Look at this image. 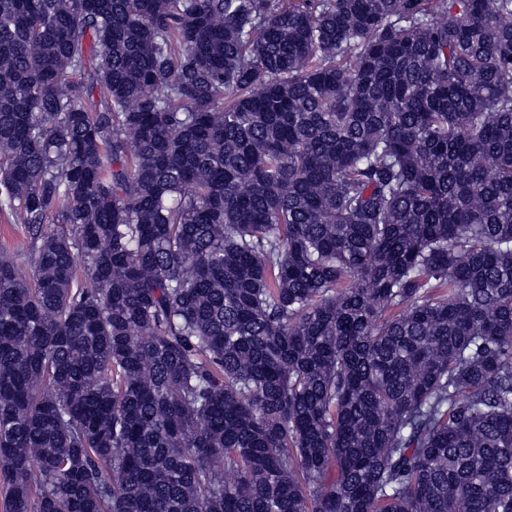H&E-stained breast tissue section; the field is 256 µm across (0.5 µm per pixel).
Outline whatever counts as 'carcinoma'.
Segmentation results:
<instances>
[{
  "label": "carcinoma",
  "mask_w": 512,
  "mask_h": 512,
  "mask_svg": "<svg viewBox=\"0 0 512 512\" xmlns=\"http://www.w3.org/2000/svg\"><path fill=\"white\" fill-rule=\"evenodd\" d=\"M0 212L6 512H512V0H0ZM30 235L24 224L14 223L13 219H9L0 214V253L2 251L9 254H16L18 262L26 261L28 256V248Z\"/></svg>",
  "instance_id": "1"
}]
</instances>
